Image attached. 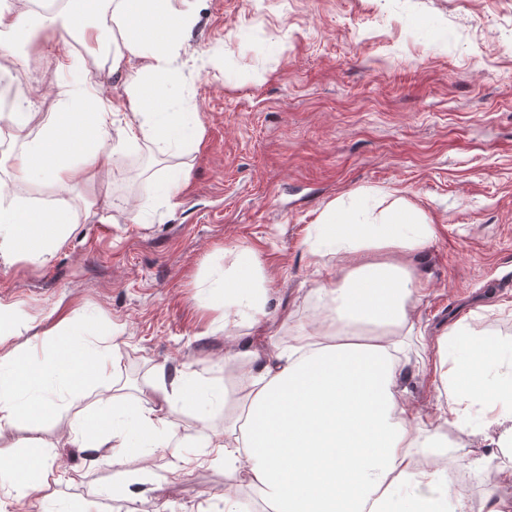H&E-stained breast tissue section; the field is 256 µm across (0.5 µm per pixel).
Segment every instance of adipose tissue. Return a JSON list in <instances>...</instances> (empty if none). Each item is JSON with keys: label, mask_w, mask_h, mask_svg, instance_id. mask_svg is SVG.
Wrapping results in <instances>:
<instances>
[{"label": "adipose tissue", "mask_w": 512, "mask_h": 512, "mask_svg": "<svg viewBox=\"0 0 512 512\" xmlns=\"http://www.w3.org/2000/svg\"><path fill=\"white\" fill-rule=\"evenodd\" d=\"M66 13L80 25L76 41L84 53L107 55L112 70L132 82L120 142L197 148L196 119L170 103V64L193 13L174 9L171 0H66ZM58 32L57 14L30 9L27 0L0 5V54L26 46L22 70L35 61L38 41ZM37 93L18 84L6 114L22 141L11 158L17 179L95 192L117 152L109 141L111 113L85 89L55 111L35 112L30 100ZM71 224L68 209L34 206L0 179V262L47 260ZM433 234L417 210L398 203L381 210L358 199L330 203L307 244L315 256L346 255L352 269L318 288L324 312L313 330L287 345L270 339L264 348L236 351L241 416L213 435H183L178 417L221 396V379L159 371L148 383L158 405L127 401L118 413L79 411L117 365L115 333L68 318L36 345L23 338L28 324L0 305V432L73 408L66 443L141 457L151 447L212 449L225 472L246 473L263 512H466L448 490L446 471H418L413 461L419 454L446 456L451 433L476 436L490 422L501 428L496 447L512 448V338L479 336L458 320L435 346V406L416 415L402 374L422 293L408 266L363 256L370 247L414 252ZM210 292L224 317L205 333L229 340L242 322L261 326L272 288L257 257L242 250ZM9 466L15 477L8 486L19 499L83 479L79 469L55 467L38 436L25 440Z\"/></svg>", "instance_id": "1"}]
</instances>
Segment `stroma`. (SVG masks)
Returning a JSON list of instances; mask_svg holds the SVG:
<instances>
[{"mask_svg":"<svg viewBox=\"0 0 512 512\" xmlns=\"http://www.w3.org/2000/svg\"><path fill=\"white\" fill-rule=\"evenodd\" d=\"M196 17L174 63L176 109L201 123L197 150L121 147L96 196L17 181L19 196L70 209L66 244L47 262L0 265V303L40 333L70 317L112 327L123 342L114 374L148 403L155 368L222 378L237 408L241 384L224 368L223 335L204 336L224 311L206 292L211 278L247 248L274 280L269 329L288 343L323 307L315 290L345 266L312 255L308 230L326 206L361 195L420 209L435 230L409 262L425 296L414 311L422 335L405 370L416 411L436 400L429 352L454 321L475 333L512 337V0H172ZM62 46L47 44L30 74L44 97L63 105L72 77ZM105 105L126 101V74L106 59L80 68ZM187 172L170 203L163 182ZM294 314L284 324L277 315ZM73 412L42 422L49 458L84 471L55 485L58 502L80 512H222L225 493L253 499L245 476L222 464L181 462V449L155 453L156 475L139 459L113 466L112 449L58 441ZM485 440L458 438L448 488L466 512L512 508L496 483L512 455ZM128 484L109 498L113 481Z\"/></svg>","mask_w":512,"mask_h":512,"instance_id":"obj_1","label":"stroma"}]
</instances>
